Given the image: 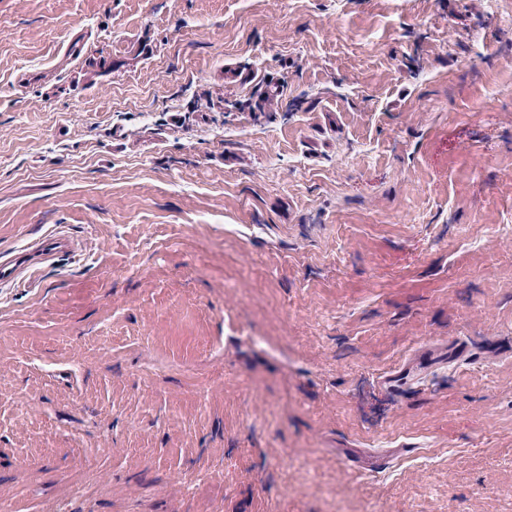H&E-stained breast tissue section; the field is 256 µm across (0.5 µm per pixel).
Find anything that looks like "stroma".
<instances>
[{
	"mask_svg": "<svg viewBox=\"0 0 512 512\" xmlns=\"http://www.w3.org/2000/svg\"><path fill=\"white\" fill-rule=\"evenodd\" d=\"M52 231L12 512H512V0H0V255Z\"/></svg>",
	"mask_w": 512,
	"mask_h": 512,
	"instance_id": "stroma-1",
	"label": "stroma"
}]
</instances>
